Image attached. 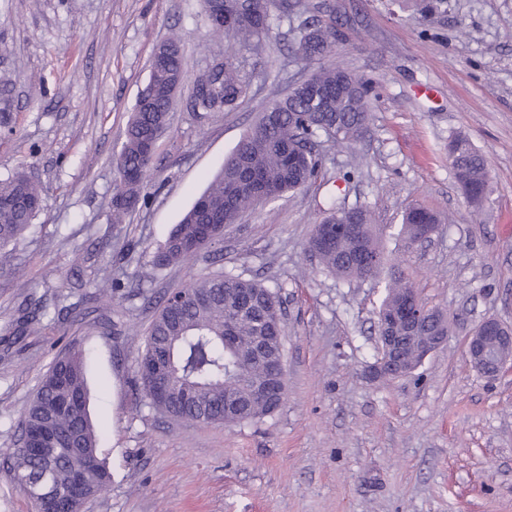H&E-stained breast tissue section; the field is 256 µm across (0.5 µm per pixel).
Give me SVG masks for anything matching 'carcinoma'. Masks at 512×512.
Here are the masks:
<instances>
[{
  "label": "carcinoma",
  "instance_id": "obj_1",
  "mask_svg": "<svg viewBox=\"0 0 512 512\" xmlns=\"http://www.w3.org/2000/svg\"><path fill=\"white\" fill-rule=\"evenodd\" d=\"M209 32L222 34L217 14L228 18L239 10L253 11L232 37L240 44L261 46L271 31L270 9L288 11V0H204ZM335 31L317 22L303 21L296 56L310 65L332 51ZM168 59V77L148 82L142 100L135 104L122 132L115 161L117 179L112 193V216L118 221L135 209L144 197L153 157L146 143L159 141L168 126L169 112L186 77L181 39L158 45ZM249 95V82L232 56L215 59L190 88V107L195 112H230ZM371 111L369 88L360 78L336 66L321 65L306 79L289 86L279 99L265 106L207 188L195 199L179 224L154 255L152 278L158 272L197 257L221 242L224 226L238 223L257 203L258 187L273 198L304 188L319 176L318 140L349 144L365 129ZM448 157L460 172L458 183L467 198L480 196L488 178L485 157L462 135L451 138ZM38 185L23 171L0 179V245L18 241L41 211ZM337 224L339 231L325 243L320 228ZM441 224L438 214L411 207L403 215L400 235L412 243L422 225ZM324 270L345 280L376 277L364 259L383 254L374 225L366 210H333L315 225L308 243ZM416 292L404 270L391 273L380 310H393ZM180 301L165 297L153 319L141 357L157 356L173 367L169 383L173 397L167 415L201 424L240 425L272 414L273 408L248 400L252 380L281 355L282 341L267 329L273 314L271 298L277 292L238 275L222 271L194 280L177 290ZM41 304L31 298L19 306L17 335H25L40 323ZM438 329L430 322L404 342L397 358L413 364L420 337ZM40 428L54 438V450L34 456L19 446L13 449L12 478L32 499L36 512H83L85 505L106 492L112 475L98 453V435L89 418L82 351L70 348L59 355L40 378L27 406L23 431Z\"/></svg>",
  "mask_w": 512,
  "mask_h": 512
}]
</instances>
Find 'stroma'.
Wrapping results in <instances>:
<instances>
[{"label": "stroma", "mask_w": 512, "mask_h": 512, "mask_svg": "<svg viewBox=\"0 0 512 512\" xmlns=\"http://www.w3.org/2000/svg\"><path fill=\"white\" fill-rule=\"evenodd\" d=\"M335 32L326 64L373 84L367 129L319 146L306 188L226 226L221 244L143 280L262 106L306 79L295 56L309 15ZM180 36L188 78L231 53L250 84L231 112L180 93L145 204L112 221L113 160L157 44ZM467 136L485 156L480 205L448 159ZM25 168L44 208L0 248V512H34L11 478L25 409L69 343L85 355L89 411L112 484L88 512H512V369L481 375L466 342L484 318L512 327V0H445L430 16L399 0H290L261 47L213 35L202 0H0V179ZM440 214L431 243L405 247L406 209ZM367 209L390 263L452 323L406 376L371 378L384 278L356 282L309 251L331 207ZM224 270L282 300L287 396L234 427L173 421L136 374L160 300ZM33 297L68 316L14 335Z\"/></svg>", "instance_id": "obj_1"}]
</instances>
